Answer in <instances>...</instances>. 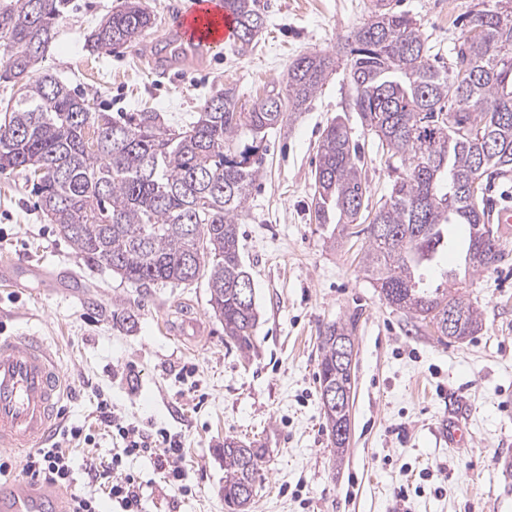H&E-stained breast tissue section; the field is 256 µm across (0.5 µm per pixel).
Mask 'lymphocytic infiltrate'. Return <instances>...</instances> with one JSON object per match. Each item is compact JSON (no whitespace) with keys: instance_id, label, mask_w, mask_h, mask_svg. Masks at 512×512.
<instances>
[{"instance_id":"f902f5d3","label":"lymphocytic infiltrate","mask_w":512,"mask_h":512,"mask_svg":"<svg viewBox=\"0 0 512 512\" xmlns=\"http://www.w3.org/2000/svg\"><path fill=\"white\" fill-rule=\"evenodd\" d=\"M96 413L100 424L112 429L121 441L120 447L113 449L110 462L103 464L89 459L82 467H75L68 445L78 441L88 443L92 437L86 434L84 427L65 426L48 446L28 453L22 467L26 477L45 487L68 490V512H102L98 498L76 492L77 479L81 476L92 483L104 482L111 512H143L141 478L125 465L126 459L131 457L153 459L157 469L168 472L169 481L178 492L190 491L191 476L177 464L182 455L179 441L167 434L158 437L139 427L123 424L108 400L98 402Z\"/></svg>"}]
</instances>
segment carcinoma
<instances>
[{
	"label": "carcinoma",
	"mask_w": 512,
	"mask_h": 512,
	"mask_svg": "<svg viewBox=\"0 0 512 512\" xmlns=\"http://www.w3.org/2000/svg\"><path fill=\"white\" fill-rule=\"evenodd\" d=\"M448 64L417 20L385 0L341 42L349 71L351 111L400 163L387 198L364 206V162L345 123L328 125L314 177V220L346 230L369 211L363 271L384 299L433 325L439 341H460L482 329V313L459 292L429 287L424 270L448 249V225L462 224L461 243L473 270L503 258L485 221L489 180L512 173V0H482ZM65 0H0V80L22 81L0 121V174L32 181L40 208L87 263L103 265L139 287L189 284L207 276L210 306L224 335L245 352L257 321L255 300L242 294L248 272L238 224L263 163V140L286 111L304 112L336 70L319 53L295 59L279 84L250 107L226 88L201 105L185 126L166 124L145 108L112 114L94 107L54 75L35 72ZM237 22L235 43L246 52L265 28L257 0H224ZM142 0L93 31L90 47L131 44L152 27ZM485 177L473 202L469 175ZM456 316L448 331V313ZM353 340L341 323L320 333L319 382L351 388V371L336 361V344ZM224 503L247 512L263 455L224 439Z\"/></svg>",
	"instance_id": "obj_1"
}]
</instances>
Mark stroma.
Returning a JSON list of instances; mask_svg holds the SVG:
<instances>
[{
	"instance_id": "stroma-1",
	"label": "stroma",
	"mask_w": 512,
	"mask_h": 512,
	"mask_svg": "<svg viewBox=\"0 0 512 512\" xmlns=\"http://www.w3.org/2000/svg\"><path fill=\"white\" fill-rule=\"evenodd\" d=\"M154 25L135 43L95 53L86 46L123 0H69L56 18L37 69L57 76L109 112L143 106L171 122L198 111L211 92L235 88L249 105L281 80L289 64L334 52L361 25L371 0H258L266 27L253 50L224 44L209 55L163 61L172 17L186 0H144ZM478 0H392L418 20L448 55L461 20ZM345 64H338L304 112L285 113L269 131L261 174L239 227L241 259L259 319L242 352L224 335L206 278L138 288L87 265L35 205L25 175H0V262L67 275L69 287L30 277L0 279V336H43L65 374L62 425L93 440L71 448L75 462L110 460L112 434L95 419L99 399L124 422L165 429L183 446L180 464L195 488L175 493L147 458L129 459L143 481L145 512H226V437L259 446L262 471L248 512H512V229L499 231L503 260L476 273L456 251L440 257L456 271L452 288L479 307L483 329L439 342L432 326L388 304L362 273L365 234L330 240L313 218L323 130L341 120L366 160L370 202L393 178L377 141L350 112ZM201 323L197 340L184 316ZM353 323L351 431L337 453L320 397L319 336ZM463 399L469 442L449 447L441 428Z\"/></svg>"
}]
</instances>
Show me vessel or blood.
<instances>
[{"mask_svg":"<svg viewBox=\"0 0 512 512\" xmlns=\"http://www.w3.org/2000/svg\"><path fill=\"white\" fill-rule=\"evenodd\" d=\"M172 28L180 48L213 53L235 37L223 0H190ZM63 373L42 337L0 336V447L12 452L47 442L59 419ZM0 512H63L58 497L27 479L0 480Z\"/></svg>","mask_w":512,"mask_h":512,"instance_id":"obj_1","label":"vessel or blood"}]
</instances>
